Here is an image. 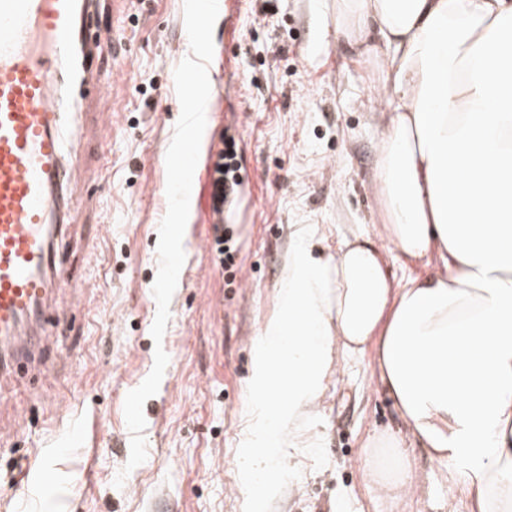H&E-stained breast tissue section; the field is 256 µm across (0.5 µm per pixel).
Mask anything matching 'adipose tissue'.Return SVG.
I'll use <instances>...</instances> for the list:
<instances>
[{
    "instance_id": "ef3b65f1",
    "label": "adipose tissue",
    "mask_w": 512,
    "mask_h": 512,
    "mask_svg": "<svg viewBox=\"0 0 512 512\" xmlns=\"http://www.w3.org/2000/svg\"><path fill=\"white\" fill-rule=\"evenodd\" d=\"M336 15L382 60L381 224L327 255L308 227L289 241L248 391L245 496L316 447L306 416L370 351L403 429L370 436L368 492L420 494L422 448L472 512H512V0H336ZM391 252L408 276L390 278Z\"/></svg>"
}]
</instances>
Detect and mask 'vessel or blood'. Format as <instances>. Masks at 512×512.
Listing matches in <instances>:
<instances>
[{"label":"vessel or blood","instance_id":"1","mask_svg":"<svg viewBox=\"0 0 512 512\" xmlns=\"http://www.w3.org/2000/svg\"><path fill=\"white\" fill-rule=\"evenodd\" d=\"M96 0H0V383L28 371L73 286L61 248L82 196L75 161L95 139L73 100L100 96ZM81 133L65 144L72 123Z\"/></svg>","mask_w":512,"mask_h":512}]
</instances>
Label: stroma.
I'll list each match as a JSON object with an SVG mask.
<instances>
[{"instance_id": "35a3bbf8", "label": "stroma", "mask_w": 512, "mask_h": 512, "mask_svg": "<svg viewBox=\"0 0 512 512\" xmlns=\"http://www.w3.org/2000/svg\"><path fill=\"white\" fill-rule=\"evenodd\" d=\"M94 23L123 56L101 55L108 86L83 116L97 138L82 158L78 221L95 245L71 242L66 261L87 311L54 336L41 374L0 392V426L22 434L0 454V512H470L421 448L414 468L425 496L391 511L372 500L362 448L401 421L368 356L329 381L306 421L320 446L304 466L290 465L254 506L243 494L254 346L277 309L288 243L307 224L318 249L335 252L377 210L386 101L376 59L336 36V0H236L231 19L215 23L202 144L219 150L225 133L242 136L245 193L227 223L235 264L217 266L207 244L201 185L163 338L169 364L144 405L147 459L114 487L130 454L124 400L154 362L152 285L167 210L158 187L180 115L174 70L188 50L183 0H99ZM33 460L53 470L51 495L21 480Z\"/></svg>"}]
</instances>
